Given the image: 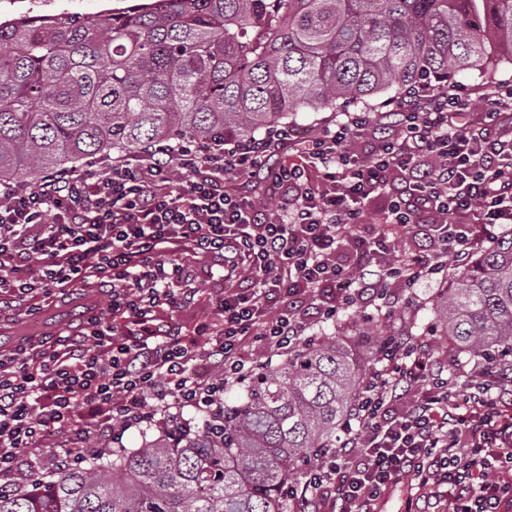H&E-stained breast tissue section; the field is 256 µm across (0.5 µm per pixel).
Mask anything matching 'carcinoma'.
<instances>
[{"instance_id":"cac0c4a2","label":"carcinoma","mask_w":512,"mask_h":512,"mask_svg":"<svg viewBox=\"0 0 512 512\" xmlns=\"http://www.w3.org/2000/svg\"><path fill=\"white\" fill-rule=\"evenodd\" d=\"M512 63V0H148L0 27V182L184 140H252L299 112ZM435 335L512 375V231L440 289ZM397 335L370 346L376 361ZM366 379L338 336L258 370L224 416L0 490V512H291L288 483L336 447Z\"/></svg>"}]
</instances>
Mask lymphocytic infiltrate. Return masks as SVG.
Masks as SVG:
<instances>
[{
    "label": "lymphocytic infiltrate",
    "mask_w": 512,
    "mask_h": 512,
    "mask_svg": "<svg viewBox=\"0 0 512 512\" xmlns=\"http://www.w3.org/2000/svg\"><path fill=\"white\" fill-rule=\"evenodd\" d=\"M390 135L368 160L352 150L365 112L302 143L296 161L268 165L272 139L183 142L99 168L61 171L35 188L0 183V305L76 288H109L108 312L90 308L77 335L22 338L0 348V489L25 478L26 452L74 436L56 466L102 456L84 441L183 424L187 410L218 418L224 389L250 371L247 342L285 352L312 322L335 319L357 292L411 282L430 256L397 252L386 234L364 235V201L390 197L385 221L423 232L433 253L465 259L500 224H512V85L478 112L458 93L421 88L395 102ZM190 179H182L180 171ZM263 176L288 197L270 213L240 184ZM221 259L244 288L212 295L219 319L182 333L163 307L193 302L200 288L179 261L183 249ZM372 371L353 423L304 471L294 512H383L389 495L435 512H512V386L479 368L459 385L436 375L426 338L403 342Z\"/></svg>",
    "instance_id": "f902f5d3"
}]
</instances>
